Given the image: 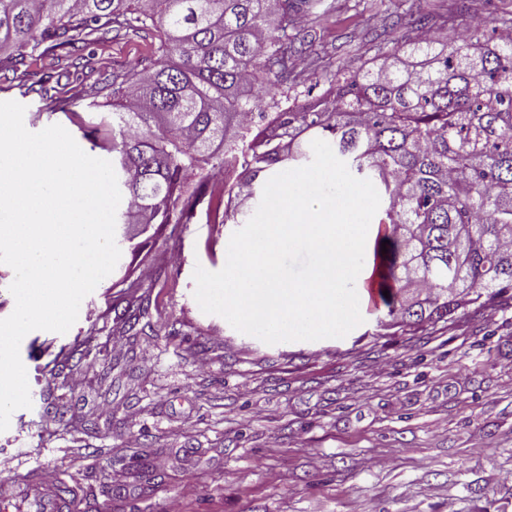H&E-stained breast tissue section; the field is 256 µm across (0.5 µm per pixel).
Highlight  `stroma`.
<instances>
[{"label": "stroma", "instance_id": "1", "mask_svg": "<svg viewBox=\"0 0 512 512\" xmlns=\"http://www.w3.org/2000/svg\"><path fill=\"white\" fill-rule=\"evenodd\" d=\"M455 8L317 0L301 14L312 47L280 98L321 94L341 66L368 64L393 21L426 13L435 37L452 40L442 22ZM155 43L140 31L92 45L80 80L37 59L0 80V101L25 106L29 131L61 125L107 158L102 81L147 65ZM243 225H168L122 253L68 332L23 338L32 405L0 432V484L50 474L79 486L76 512H512V305L395 336L367 312L342 338L267 344L194 298L195 267L221 270ZM117 302L143 308L135 328Z\"/></svg>", "mask_w": 512, "mask_h": 512}]
</instances>
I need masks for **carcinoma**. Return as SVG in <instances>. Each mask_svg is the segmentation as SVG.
Instances as JSON below:
<instances>
[{
    "label": "carcinoma",
    "mask_w": 512,
    "mask_h": 512,
    "mask_svg": "<svg viewBox=\"0 0 512 512\" xmlns=\"http://www.w3.org/2000/svg\"><path fill=\"white\" fill-rule=\"evenodd\" d=\"M310 0H0V75L52 55L76 70L84 51L123 29L157 31L152 66L112 79V165L126 201L116 223L147 239L194 218L192 171H239L224 216L261 185L336 148L385 204L373 279L389 320L405 331L446 322L469 305L512 302V39L466 28L450 46L425 37L422 15L394 34L397 49L341 71L317 98L277 113L276 140L241 119L279 108L269 75H288V34ZM390 244L384 246L382 242ZM387 253H382V248Z\"/></svg>",
    "instance_id": "1"
}]
</instances>
